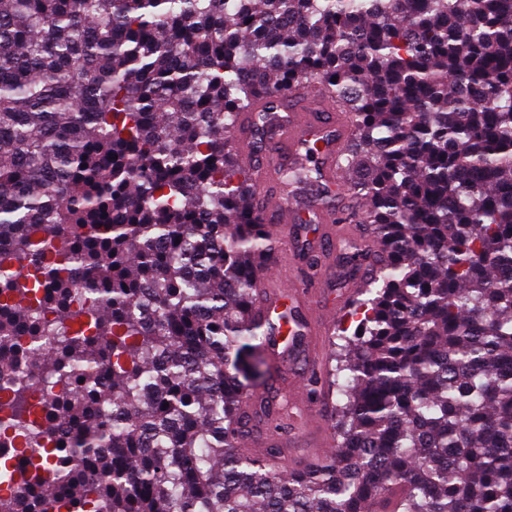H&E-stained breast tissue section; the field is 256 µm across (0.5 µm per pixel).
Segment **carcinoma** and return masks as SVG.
Wrapping results in <instances>:
<instances>
[{"label":"carcinoma","instance_id":"cac0c4a2","mask_svg":"<svg viewBox=\"0 0 512 512\" xmlns=\"http://www.w3.org/2000/svg\"><path fill=\"white\" fill-rule=\"evenodd\" d=\"M310 83L382 256L288 477L239 446L274 247L231 134ZM6 434L0 512H512V0H0Z\"/></svg>","mask_w":512,"mask_h":512}]
</instances>
